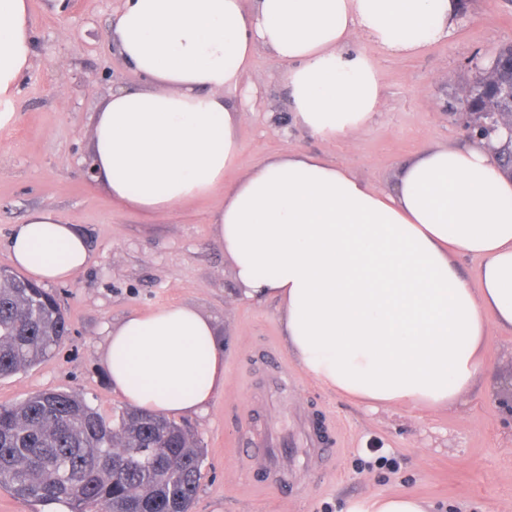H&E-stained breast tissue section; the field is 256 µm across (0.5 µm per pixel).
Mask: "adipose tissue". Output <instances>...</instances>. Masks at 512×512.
Returning a JSON list of instances; mask_svg holds the SVG:
<instances>
[{"label": "adipose tissue", "instance_id": "1", "mask_svg": "<svg viewBox=\"0 0 512 512\" xmlns=\"http://www.w3.org/2000/svg\"><path fill=\"white\" fill-rule=\"evenodd\" d=\"M458 11V0H124L109 25L141 81L113 89L94 117V181L116 207L154 220L223 192L214 233L242 297L277 300L302 370L373 410L452 405L487 370L490 326L512 330V178L473 139L423 147L386 190L289 152L228 188L241 142L225 95L264 47L296 123L325 141L354 137L383 108L359 42L410 56L448 38ZM33 55L28 0H0L1 127ZM8 249L44 286L90 259L50 208L29 211ZM462 257L478 259V288ZM104 364L125 404L166 417L207 411L224 386V344L189 304L130 313Z\"/></svg>", "mask_w": 512, "mask_h": 512}]
</instances>
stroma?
I'll list each match as a JSON object with an SVG mask.
<instances>
[{
    "mask_svg": "<svg viewBox=\"0 0 512 512\" xmlns=\"http://www.w3.org/2000/svg\"><path fill=\"white\" fill-rule=\"evenodd\" d=\"M33 66L0 128V266L11 265L8 239L27 211L48 207L87 239L90 261L53 286L69 334L41 364L0 379V403L44 389L73 391L104 416L122 400L103 356L113 325L129 313L171 303L212 317L225 341L224 387L202 414L179 417L207 449L192 512H346L355 501L411 492L434 512H512V330L489 328L484 379L452 407L372 410L308 377L288 351L276 301L242 298L232 260L215 235L222 193L192 201L166 219L113 208L84 179L96 112L112 88L137 83L134 72L98 33L123 0H29ZM454 33L410 57L373 44L364 50L380 76L385 108L358 136L328 142L291 120L288 90L266 49H258L240 90L242 151L225 171L233 185L263 156L283 151L321 156L385 189L399 165L428 145H461L460 90L477 64L512 42V0H460ZM275 350L288 380L272 386L264 351ZM336 426V445L320 463L310 444L289 459L303 495L259 491L232 449L257 417L296 430L310 414Z\"/></svg>",
    "mask_w": 512,
    "mask_h": 512,
    "instance_id": "1",
    "label": "stroma"
}]
</instances>
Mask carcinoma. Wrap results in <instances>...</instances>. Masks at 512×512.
I'll use <instances>...</instances> for the list:
<instances>
[{
	"instance_id": "carcinoma-1",
	"label": "carcinoma",
	"mask_w": 512,
	"mask_h": 512,
	"mask_svg": "<svg viewBox=\"0 0 512 512\" xmlns=\"http://www.w3.org/2000/svg\"><path fill=\"white\" fill-rule=\"evenodd\" d=\"M494 75L482 69L467 95L483 109ZM68 331L53 294L0 268V378L45 361ZM205 449L186 427L125 407L102 416L80 396L44 390L0 404V489L69 512H189Z\"/></svg>"
}]
</instances>
